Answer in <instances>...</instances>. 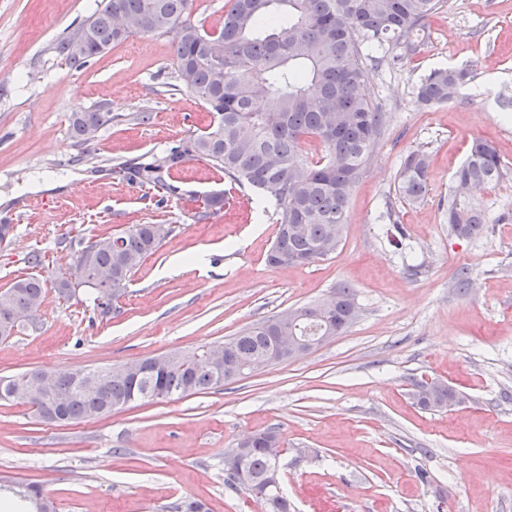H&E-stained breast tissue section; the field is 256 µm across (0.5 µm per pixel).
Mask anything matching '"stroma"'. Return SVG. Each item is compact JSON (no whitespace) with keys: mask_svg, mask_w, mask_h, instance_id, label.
Here are the masks:
<instances>
[{"mask_svg":"<svg viewBox=\"0 0 512 512\" xmlns=\"http://www.w3.org/2000/svg\"><path fill=\"white\" fill-rule=\"evenodd\" d=\"M100 0H0V291L35 274L49 282L36 324L0 341V376L81 372L223 341L351 285L361 307L348 331L299 358L202 394L139 402L75 425L39 421L0 402V482L36 483L59 512H165L185 499L206 512H262L224 483V452L276 429L290 512H512V176L477 193L484 232L448 230L453 174L476 138L512 167V0H446L421 51L367 71L384 129L354 185L337 251L310 264L266 261L274 207L231 187L207 163L171 174L175 194L113 174L165 152L212 116L168 94L170 37L133 34L69 68L55 43ZM465 65L474 79L448 104L423 108L416 83ZM109 108L90 153L70 132L77 112ZM429 156L418 204L397 188L413 151ZM224 192L217 214L202 199ZM134 224L171 234L101 316L85 290L51 284L82 242ZM41 252L46 263L31 268ZM471 286L460 293L456 277ZM438 379L461 403L421 409L413 383Z\"/></svg>","mask_w":512,"mask_h":512,"instance_id":"1","label":"stroma"}]
</instances>
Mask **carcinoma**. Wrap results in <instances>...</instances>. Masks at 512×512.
Segmentation results:
<instances>
[{
    "instance_id": "1",
    "label": "carcinoma",
    "mask_w": 512,
    "mask_h": 512,
    "mask_svg": "<svg viewBox=\"0 0 512 512\" xmlns=\"http://www.w3.org/2000/svg\"><path fill=\"white\" fill-rule=\"evenodd\" d=\"M193 0H101L99 7L54 47L58 57L80 69L131 34H174L176 91L197 96L214 117L199 133L178 141L148 162H122L113 172L128 181L163 188L165 175L188 160H202L237 185L254 189L260 200L276 206L277 234L268 255L271 266H300L316 248L340 245L351 191L382 135L384 115L367 96V70L384 63L398 66L421 46L426 19L444 0H229L224 26L208 30L191 19ZM471 80L466 67L437 68L415 88L418 105L452 100ZM112 122V113L98 107L72 115L73 138L86 143V128ZM317 139L324 155L308 161L302 146ZM509 167L495 147L475 139L453 176L448 227L467 238L484 231V212L468 198L471 190L504 179ZM425 153H410L400 170L398 192L416 202L428 190ZM170 228L135 224L97 239L91 258L79 251L71 266L89 284L93 300L102 293L119 297L144 258L155 251ZM334 311L327 318L317 305L295 308L299 336H339L355 322L359 306L349 285L333 292ZM43 280L25 277L0 291V339L15 335L20 315L35 323L44 303ZM285 328L280 316L259 321L224 339L233 360L245 374L262 370L274 337ZM207 345L189 353L187 366L175 364L162 373L145 371L146 360L94 369L83 376L57 373L50 393L33 388L37 372L0 377V401L18 399L47 423L73 424L108 415L140 401L207 392L236 380L206 356ZM427 410H443L460 402V394L444 384L425 397L414 396ZM278 438L266 429L253 434L242 458L246 480L226 477L232 489L242 488L264 512H289L281 483L273 481L278 461L268 443ZM18 501L32 505L43 495L37 484L11 487Z\"/></svg>"
}]
</instances>
